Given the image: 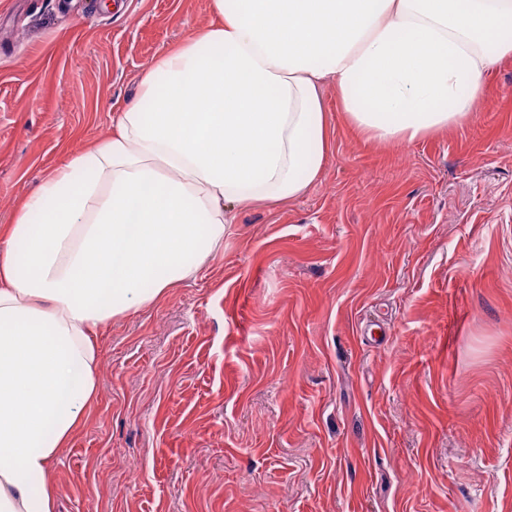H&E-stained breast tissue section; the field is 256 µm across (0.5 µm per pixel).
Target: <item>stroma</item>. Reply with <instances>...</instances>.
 Instances as JSON below:
<instances>
[{"mask_svg":"<svg viewBox=\"0 0 512 512\" xmlns=\"http://www.w3.org/2000/svg\"><path fill=\"white\" fill-rule=\"evenodd\" d=\"M211 19L0 0V229ZM486 81L470 122L407 146L323 88L309 191L235 210L194 278L100 329L57 512H512V57Z\"/></svg>","mask_w":512,"mask_h":512,"instance_id":"1","label":"stroma"}]
</instances>
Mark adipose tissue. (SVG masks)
<instances>
[{
	"instance_id": "obj_1",
	"label": "adipose tissue",
	"mask_w": 512,
	"mask_h": 512,
	"mask_svg": "<svg viewBox=\"0 0 512 512\" xmlns=\"http://www.w3.org/2000/svg\"><path fill=\"white\" fill-rule=\"evenodd\" d=\"M112 134L0 233V512H55L51 465L98 398L96 334L194 277L232 211L305 195L330 153L320 87L368 140L472 118L512 56V0H211Z\"/></svg>"
}]
</instances>
